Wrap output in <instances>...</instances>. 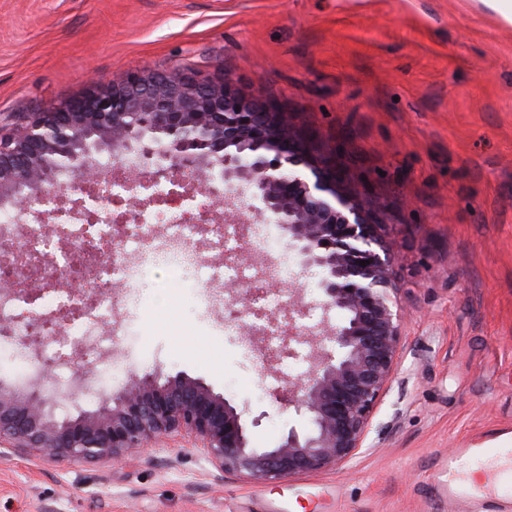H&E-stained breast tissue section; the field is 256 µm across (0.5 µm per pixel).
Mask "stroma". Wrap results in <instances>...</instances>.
<instances>
[{"label":"stroma","mask_w":512,"mask_h":512,"mask_svg":"<svg viewBox=\"0 0 512 512\" xmlns=\"http://www.w3.org/2000/svg\"><path fill=\"white\" fill-rule=\"evenodd\" d=\"M137 68L231 81L292 115L385 222L401 310L398 372L348 464L276 482L223 473L189 437L117 460H54L0 447V512H448V456L512 440V25L480 0H0V124L82 96L90 76ZM305 303L317 270L279 236ZM193 280L157 259L117 355L71 359L95 379L203 381L272 448L306 416L282 408L232 308L204 309Z\"/></svg>","instance_id":"stroma-1"}]
</instances>
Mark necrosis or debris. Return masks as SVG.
<instances>
[{"label": "necrosis or debris", "instance_id": "1", "mask_svg": "<svg viewBox=\"0 0 512 512\" xmlns=\"http://www.w3.org/2000/svg\"><path fill=\"white\" fill-rule=\"evenodd\" d=\"M118 164L125 167L127 178H114V163L101 162L105 191L96 198L82 196L77 211L60 210L52 193L36 200L22 218L10 205H0V245L17 244L21 253L41 260L44 278L82 279L97 296L95 305L89 307L79 297L58 289L29 297L0 291V346L19 345L25 336L39 339L42 360L27 365V378L40 375L49 362L67 366L78 344L91 363L111 351L112 338L104 334L103 327L117 306V297L111 290L113 281L137 287L146 267L160 255L178 270L204 261L196 245L199 226L192 217L209 208L208 197L185 194L179 180L159 181L143 173L136 153H125ZM133 187L140 196L154 198L155 203L134 212L126 224L125 241L120 244L112 233L114 217L118 205ZM208 234L215 249L226 252L245 249L254 258L253 264L247 266L226 262L213 268L212 281L228 279L244 284L251 289L258 306L280 307L283 297L269 288L268 283L287 280L290 269L277 258L278 242L271 230H257L244 240L235 225L214 222L209 225ZM62 239L69 242V250L59 249L58 242ZM91 250L108 252L109 258L98 264L93 276L78 277L79 266L73 257L87 255ZM33 307L42 316L40 322H33L28 315Z\"/></svg>", "mask_w": 512, "mask_h": 512}]
</instances>
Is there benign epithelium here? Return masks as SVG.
<instances>
[{"label":"benign epithelium","mask_w":512,"mask_h":512,"mask_svg":"<svg viewBox=\"0 0 512 512\" xmlns=\"http://www.w3.org/2000/svg\"><path fill=\"white\" fill-rule=\"evenodd\" d=\"M133 142L154 176L177 169L192 175L202 192L213 180L210 166L220 162L225 188L251 187L303 267L322 270V307L345 312L347 321L321 334L299 323L306 313L293 292L273 316L250 306L245 289L233 297L263 323L245 334L265 368L300 348L312 360L305 378L277 391L280 403L308 415L309 427L288 431L273 448H254L243 412L224 396L187 376L149 374L134 375L113 391L112 405L63 421L53 414L60 393L52 386L40 380L22 390L0 385V443L47 451L57 460H102L187 435L219 471L263 481L348 462L363 447L374 408L394 377L403 337L390 249L367 197L293 133L288 112L226 81L203 84L179 73L130 70L90 96L0 127V199L23 210L64 168L91 183L96 153ZM16 265L26 292L42 291L44 283L31 273L38 260ZM269 327L278 335L275 347L267 342Z\"/></svg>","instance_id":"benign-epithelium-1"}]
</instances>
